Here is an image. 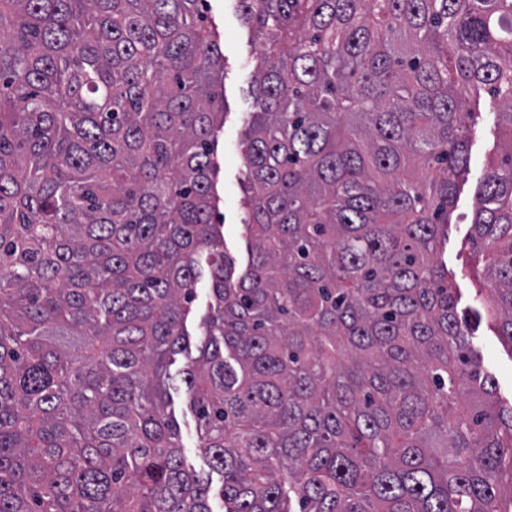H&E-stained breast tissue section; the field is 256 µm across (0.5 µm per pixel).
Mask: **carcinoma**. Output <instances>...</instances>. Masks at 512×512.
I'll return each mask as SVG.
<instances>
[{"mask_svg":"<svg viewBox=\"0 0 512 512\" xmlns=\"http://www.w3.org/2000/svg\"><path fill=\"white\" fill-rule=\"evenodd\" d=\"M206 0H0V512H512V406L434 260L466 100L508 129L472 222L512 345V0H239L268 41L251 258L212 202ZM209 283L204 276L196 285V300L187 319L186 326L191 335L200 333L201 319L207 312L210 301ZM190 337L191 354L182 353L174 356V362L169 368V372L174 378V386L170 389L171 411L180 428V440L183 446L181 449L186 463L197 472L209 476L212 479V487L214 488L220 484V476L215 472L211 473L203 450L199 448L197 418L189 407L188 390L185 383L182 382L183 371L187 368L190 358L196 356V339L200 336Z\"/></svg>","mask_w":512,"mask_h":512,"instance_id":"cac0c4a2","label":"carcinoma"}]
</instances>
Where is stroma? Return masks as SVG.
Instances as JSON below:
<instances>
[{
    "instance_id": "obj_1",
    "label": "stroma",
    "mask_w": 512,
    "mask_h": 512,
    "mask_svg": "<svg viewBox=\"0 0 512 512\" xmlns=\"http://www.w3.org/2000/svg\"><path fill=\"white\" fill-rule=\"evenodd\" d=\"M205 15L215 24L224 40V125L214 137L213 160L217 166L214 179L216 210L224 219V249L233 258L237 271H244L249 260L247 208L243 202L246 183L244 143L246 118L251 109L249 91L255 67L267 46L262 36L240 21L238 0H207ZM469 167L456 180L454 203L448 214L447 239L435 257L448 271V278L459 290V314L468 320L473 348L478 351L497 387L502 405L512 404V347L504 343L476 296L478 286L470 271L472 253L471 222L477 207L478 189L488 161L499 155L498 133L501 119L497 106L482 98L468 122ZM190 362L188 354L176 355L169 372L171 411L180 428L182 454L187 464L206 474L210 468L197 434V418L189 407V395L182 380Z\"/></svg>"
}]
</instances>
